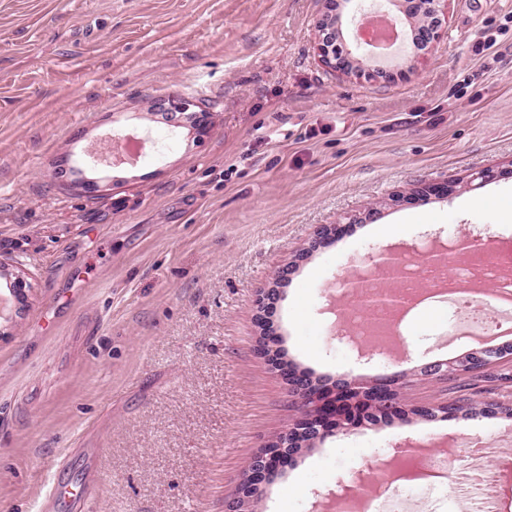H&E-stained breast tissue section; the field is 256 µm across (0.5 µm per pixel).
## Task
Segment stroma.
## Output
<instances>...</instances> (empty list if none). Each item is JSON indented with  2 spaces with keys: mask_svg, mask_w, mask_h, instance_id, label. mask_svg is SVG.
<instances>
[{
  "mask_svg": "<svg viewBox=\"0 0 512 512\" xmlns=\"http://www.w3.org/2000/svg\"><path fill=\"white\" fill-rule=\"evenodd\" d=\"M323 0H0V262L30 288L0 319V512H44L54 474L93 512H224L251 457L297 417L258 355L256 298L286 264L272 322L315 376L412 373L470 349L447 307L405 312L391 358L359 356L327 310L376 252L469 233L512 246V0H449L439 41L385 82L315 51ZM492 34L488 50L478 44ZM203 106V136L157 108ZM153 153L87 163L113 134ZM491 170L472 188V173ZM451 194L413 199L425 183ZM97 181L87 192L82 179ZM335 242L311 248L319 226ZM407 413L314 440L261 512H329L330 489L404 458L409 442L512 432V414L425 421L441 400L412 378Z\"/></svg>",
  "mask_w": 512,
  "mask_h": 512,
  "instance_id": "obj_1",
  "label": "stroma"
}]
</instances>
